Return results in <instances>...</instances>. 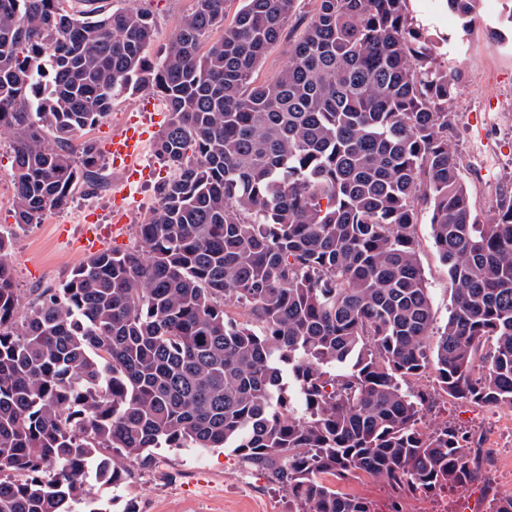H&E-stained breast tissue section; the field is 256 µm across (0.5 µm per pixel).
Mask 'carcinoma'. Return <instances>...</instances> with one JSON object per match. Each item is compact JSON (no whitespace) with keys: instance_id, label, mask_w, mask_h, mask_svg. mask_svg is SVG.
I'll use <instances>...</instances> for the list:
<instances>
[{"instance_id":"cac0c4a2","label":"carcinoma","mask_w":512,"mask_h":512,"mask_svg":"<svg viewBox=\"0 0 512 512\" xmlns=\"http://www.w3.org/2000/svg\"><path fill=\"white\" fill-rule=\"evenodd\" d=\"M64 2L0 0L17 223L101 185L97 144L73 142L143 86L167 105L172 176L141 245L88 257L20 320L0 260V472L26 476L0 480V512H107L92 483L122 484L153 448H229L306 512H372L326 475L396 500L483 478L468 433L418 427L432 396L402 383L431 369L451 398L512 406V195L480 221L448 136L455 88L408 0H314L262 83L298 0H242L228 23L226 0H194L154 60L150 12ZM444 2L466 29L480 0ZM421 203L453 285L430 352ZM312 4L308 0H299L296 18H292L288 22L283 39L276 44L268 53L265 61L257 70L256 77L258 82L272 80L283 66L288 62L289 43H292L304 24L308 21L312 13ZM334 489L363 498L371 503L374 511L390 512L391 498L386 485L367 475H354L344 479L326 476Z\"/></svg>"}]
</instances>
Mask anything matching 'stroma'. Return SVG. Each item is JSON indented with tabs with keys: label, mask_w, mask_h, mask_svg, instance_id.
I'll list each match as a JSON object with an SVG mask.
<instances>
[{
	"label": "stroma",
	"mask_w": 512,
	"mask_h": 512,
	"mask_svg": "<svg viewBox=\"0 0 512 512\" xmlns=\"http://www.w3.org/2000/svg\"><path fill=\"white\" fill-rule=\"evenodd\" d=\"M118 8H144L155 21V35L148 48L156 56L169 44L192 0H110ZM309 0H299L296 18L289 21L283 39L268 53L258 69V81L272 80L288 61V48L310 17ZM408 11L430 33L444 38L437 62L447 71L456 93L449 104L454 114L449 133L457 160L469 184L479 217H486L500 193L512 192V117L506 113L512 93V51L492 46L488 29L498 26L502 0H482L483 26L463 32L458 19L441 0H409ZM162 99L143 89L118 99L111 112L89 133L98 147H105L113 133L134 119L152 123L150 138L140 163L154 176L137 184L127 201L128 221L119 249L137 246L136 226L155 203L158 183L169 171L155 157L157 138L166 120ZM12 152L9 134H0V234L8 240L4 257L20 290L21 311H28L37 294L69 279L86 258L82 246L85 214H93L101 226L112 222V192L124 178L122 171L106 168L102 187L77 189L71 205L47 216L41 223L17 226L14 189L9 177ZM419 261L424 270L436 326H443L452 307V285L448 269L434 245L427 215L417 226ZM412 387L433 393V406L422 425L433 428L452 422L482 440L484 456L490 460L484 479L465 489L442 496H408L404 512H491L492 494L512 492V480L497 473V463L512 456V409L505 405L476 407L448 398L435 389L433 373L412 380ZM155 461L143 468L128 463V486L123 490L99 488L95 496L108 512H296L287 492L267 473L245 464L224 448H160ZM331 486L371 503L374 512H391L386 485L367 475L331 479Z\"/></svg>",
	"instance_id": "obj_1"
}]
</instances>
